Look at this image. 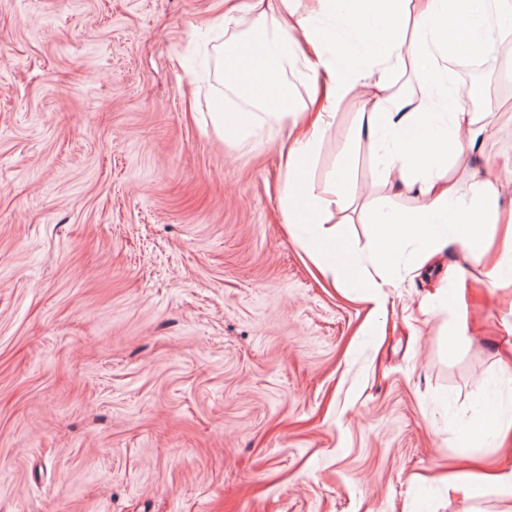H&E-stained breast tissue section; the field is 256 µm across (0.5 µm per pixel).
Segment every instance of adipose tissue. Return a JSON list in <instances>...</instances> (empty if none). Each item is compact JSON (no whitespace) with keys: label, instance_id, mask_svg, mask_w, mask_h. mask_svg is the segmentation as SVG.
<instances>
[{"label":"adipose tissue","instance_id":"adipose-tissue-1","mask_svg":"<svg viewBox=\"0 0 512 512\" xmlns=\"http://www.w3.org/2000/svg\"><path fill=\"white\" fill-rule=\"evenodd\" d=\"M409 12L415 37L407 43L400 29ZM511 19L512 0H466L453 19L448 0H415L411 7L405 0H318L317 12L298 22L300 38L278 27L257 43L225 42L224 85L249 91L254 107L276 118L287 221L302 230V246L322 271L362 284L378 302L394 285L392 268L405 244H415L424 263L451 243L477 260L486 251L487 228L501 224L502 245L487 276L496 283L512 273V225L499 211L496 185L477 179L467 197L448 179L449 154L471 150L483 132L464 108L451 63L461 51L481 47L485 29ZM409 59L423 96L416 108L395 82ZM295 63L308 78L306 104H292L282 80L286 66ZM371 86L381 94L362 113L355 135L376 144L385 183L415 189L423 204L404 221L381 213L370 231L373 250L363 256L319 231L331 206L342 203L341 180L317 195L306 174L337 107L355 89Z\"/></svg>","mask_w":512,"mask_h":512}]
</instances>
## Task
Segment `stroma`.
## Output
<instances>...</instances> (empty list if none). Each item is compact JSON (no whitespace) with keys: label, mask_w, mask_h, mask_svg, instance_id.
Returning <instances> with one entry per match:
<instances>
[{"label":"stroma","mask_w":512,"mask_h":512,"mask_svg":"<svg viewBox=\"0 0 512 512\" xmlns=\"http://www.w3.org/2000/svg\"><path fill=\"white\" fill-rule=\"evenodd\" d=\"M276 24L222 0H0V512H504L449 478L512 470V283L451 247L396 262L382 307L322 275L286 222L276 123L216 128L220 52ZM451 156L512 208V91ZM346 97L313 153L325 229L368 252L385 185ZM460 311L425 297L456 269ZM466 330L456 334L458 314ZM456 345H449V335ZM512 430V419L504 420L495 414H489L466 430L468 440H477L483 436L498 437L503 431Z\"/></svg>","instance_id":"35a3bbf8"}]
</instances>
